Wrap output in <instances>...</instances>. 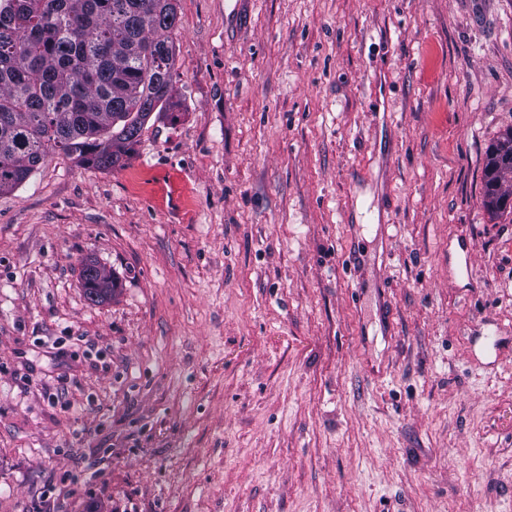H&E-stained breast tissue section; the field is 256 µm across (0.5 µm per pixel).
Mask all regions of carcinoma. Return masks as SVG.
I'll list each match as a JSON object with an SVG mask.
<instances>
[{
  "label": "carcinoma",
  "mask_w": 512,
  "mask_h": 512,
  "mask_svg": "<svg viewBox=\"0 0 512 512\" xmlns=\"http://www.w3.org/2000/svg\"><path fill=\"white\" fill-rule=\"evenodd\" d=\"M173 0H9L0 8V192L51 154L109 169L131 157L145 124L172 98ZM486 202L512 197V135L485 166ZM87 299L117 281L81 267Z\"/></svg>",
  "instance_id": "1"
}]
</instances>
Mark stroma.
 Instances as JSON below:
<instances>
[{
    "label": "stroma",
    "instance_id": "obj_1",
    "mask_svg": "<svg viewBox=\"0 0 512 512\" xmlns=\"http://www.w3.org/2000/svg\"><path fill=\"white\" fill-rule=\"evenodd\" d=\"M176 8L125 167L0 194V512H512V0ZM512 132V129H511ZM511 132L503 136L496 144L485 166L486 176V202L489 206L501 209L511 207L512 192H507L504 186L508 183L512 186V138ZM81 280L87 299L94 304L104 303L112 298L117 281L111 273L95 260L82 264Z\"/></svg>",
    "mask_w": 512,
    "mask_h": 512
}]
</instances>
